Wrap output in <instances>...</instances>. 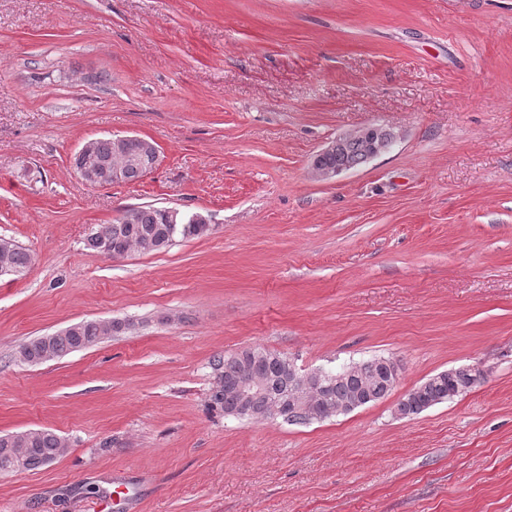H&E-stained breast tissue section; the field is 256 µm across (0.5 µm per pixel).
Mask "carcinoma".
I'll list each match as a JSON object with an SVG mask.
<instances>
[{
  "label": "carcinoma",
  "mask_w": 512,
  "mask_h": 512,
  "mask_svg": "<svg viewBox=\"0 0 512 512\" xmlns=\"http://www.w3.org/2000/svg\"><path fill=\"white\" fill-rule=\"evenodd\" d=\"M91 161L106 164L115 160L113 141L110 138L94 142ZM371 153L370 137L362 134L347 138L342 147L322 157L317 167L355 168L369 162ZM148 157L126 165L122 169L123 182H134L142 178ZM210 233L203 224L193 222V217L181 213L171 214L168 208L139 206L132 209L128 220L117 218L112 222V248L108 249L102 237L91 232L86 247L100 254L114 258L123 257L131 251L149 254L163 251L173 245L176 239H194ZM12 274L20 275L32 262L28 249L10 243ZM105 332L100 320H85L68 326L61 335L51 338L49 349L52 358H60L70 352L94 346L104 339ZM212 375L220 382L213 385L209 395V408L226 417L236 416L239 405L237 385L244 371L253 368L257 372L261 387L254 392L250 402V418L268 420L270 405L279 403L288 410V422L306 424L330 418L327 409L336 405L352 403L364 398L367 403L384 399L391 391L390 380L393 370L391 359L374 357L362 376L347 373L346 366L324 371L323 394L309 397L304 406L291 405V391L288 386V357L263 348H246L230 356H217L210 362ZM471 368L463 367L437 373L403 397L401 412L409 417L419 415L428 408L460 396L471 389L469 380ZM14 435H0V470L35 471L44 468L46 462L57 459L64 447L62 439L50 429H37L26 440L27 453L23 460L15 459Z\"/></svg>",
  "instance_id": "1"
}]
</instances>
